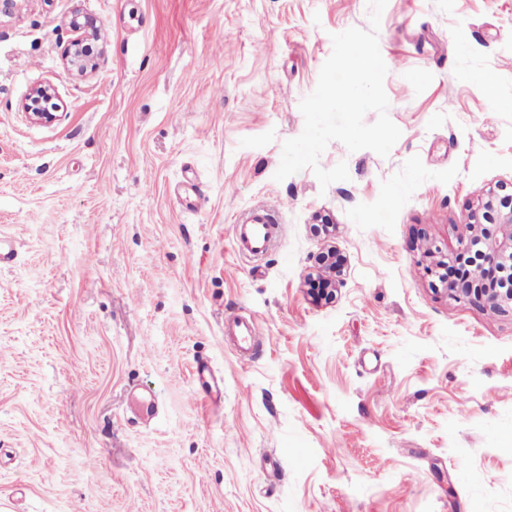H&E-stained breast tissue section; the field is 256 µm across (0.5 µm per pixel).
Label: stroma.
<instances>
[{
  "label": "stroma",
  "mask_w": 512,
  "mask_h": 512,
  "mask_svg": "<svg viewBox=\"0 0 512 512\" xmlns=\"http://www.w3.org/2000/svg\"><path fill=\"white\" fill-rule=\"evenodd\" d=\"M78 24L100 30L83 75ZM352 27L367 0L0 12V512H512V312L430 274L512 183V0H388L399 140L331 141L320 166L350 178L325 188L275 181ZM256 206L279 224L253 259L233 234ZM225 324L234 328L236 336H233L239 354L247 355L250 352L255 327L252 321H248L240 314L231 312L225 317Z\"/></svg>",
  "instance_id": "1"
}]
</instances>
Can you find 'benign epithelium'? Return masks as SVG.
I'll return each instance as SVG.
<instances>
[{
  "mask_svg": "<svg viewBox=\"0 0 512 512\" xmlns=\"http://www.w3.org/2000/svg\"><path fill=\"white\" fill-rule=\"evenodd\" d=\"M83 43L84 36L80 35L66 52L67 63L79 73L87 69ZM460 228L461 253H476L475 263L480 270L491 272L501 288L492 290L475 279H463L450 288V293L458 299H481L496 311H512V193L501 186L485 191Z\"/></svg>",
  "mask_w": 512,
  "mask_h": 512,
  "instance_id": "7a95c632",
  "label": "benign epithelium"
}]
</instances>
